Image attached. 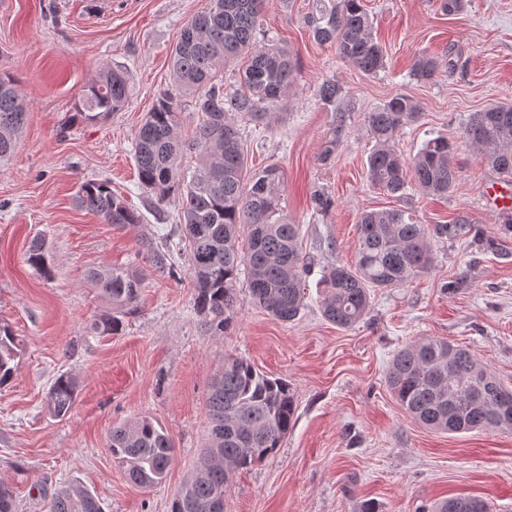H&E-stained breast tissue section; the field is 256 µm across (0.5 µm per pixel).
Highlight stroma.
<instances>
[{"label":"stroma","instance_id":"obj_1","mask_svg":"<svg viewBox=\"0 0 512 512\" xmlns=\"http://www.w3.org/2000/svg\"><path fill=\"white\" fill-rule=\"evenodd\" d=\"M206 0H0V70L14 74L29 116L11 159L0 167V325L20 348L10 382L0 386V478L15 512H47L55 493L78 483L104 512H170L200 460L210 384L225 355L248 358L288 382L295 421L277 452L236 471L225 512H419L457 494L512 512V434H437L409 418L385 374L393 355L421 338L466 346L512 386V223L483 189L499 176L461 140L471 113L512 103V0H463L445 14L441 0H363L386 66L368 75L314 40L307 25L317 0H274L262 39L288 45L297 63L287 99L267 123L239 120L247 167L284 171L282 206L301 227L314 263L304 307L283 322L255 306L238 281L237 322L223 336L203 329L193 308L188 265L178 252L174 206L151 207L134 159V136L156 95L172 85L169 56L184 24ZM423 54L455 64L452 76L413 75ZM103 64L121 66L128 98L121 111L85 121L75 105ZM326 80L341 88L337 109L320 101ZM396 94L419 117L397 138L415 155L433 137L455 146L458 170L448 196L408 184L400 196L366 176L373 149L365 116ZM106 180L138 224H107L75 203L81 182ZM321 191L327 209H315ZM403 209L428 226L459 224V238L433 237L429 274L402 288L372 289L366 318L350 329L328 322L318 281L324 266L352 262L362 212ZM45 239L53 274L26 262ZM167 241L176 276L159 269L142 242ZM136 271V309L119 333L94 334L105 308L90 269ZM78 383L72 411L57 419L46 393L60 375ZM147 416L171 436L165 481L131 483L108 448L114 426Z\"/></svg>","mask_w":512,"mask_h":512}]
</instances>
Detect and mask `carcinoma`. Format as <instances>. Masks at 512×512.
Returning a JSON list of instances; mask_svg holds the SVG:
<instances>
[{
    "instance_id": "obj_1",
    "label": "carcinoma",
    "mask_w": 512,
    "mask_h": 512,
    "mask_svg": "<svg viewBox=\"0 0 512 512\" xmlns=\"http://www.w3.org/2000/svg\"><path fill=\"white\" fill-rule=\"evenodd\" d=\"M272 0H211L181 29L171 51L174 88L159 92L135 135L138 180L153 204L177 206L179 231L187 242L194 309L206 332L222 336L237 317L235 284L247 275L253 301L282 322L294 320L303 307V274L310 260L299 249L300 225L283 214L282 169L267 165L248 171L242 133L236 118L260 123L288 97L296 71L292 52L276 43L255 42L263 12ZM307 23L320 43L335 47L340 59L365 74L385 68L386 54L372 33V20L362 0H320ZM250 51L238 72V87L224 89L226 64ZM414 75L431 80L440 72L436 58L416 60ZM128 85L125 73L100 66L83 90L76 110L89 122L123 109ZM191 98L199 116L191 149L198 167L185 180L180 158L185 143L179 135L180 98ZM320 101L336 106L341 88L330 80L318 88ZM28 104L11 73H0V164L16 150L27 119ZM418 116L414 101L396 94L367 113L365 122L375 140L367 159L371 185L391 196L409 181L425 193L448 195L458 179L454 145L444 136L424 142L406 159L396 148L400 130ZM462 138L479 151L487 166L512 177V105L494 104L474 112ZM76 203L96 212L108 224H139L141 217L112 193L106 182H84ZM358 246L350 264L327 267L318 282L323 317L344 329L368 314L373 288H400L430 272L432 253L427 225L402 209L367 211L357 227ZM249 248L238 249L241 234ZM143 247L160 269L174 270L173 254L152 239ZM26 262L51 276L43 240L29 246ZM88 280L99 290L107 309L90 330L112 335L122 325L142 285L125 268H97ZM18 344L11 330L0 326V386L13 376ZM393 398L408 417L438 433L497 431L512 433V387L504 385L471 352L446 340L426 338L409 343L393 356L386 373ZM76 381L59 376L46 395L48 411L66 416L74 403ZM296 411L288 384L272 378L242 356H227L208 397L207 444L195 472L175 495L171 512H212L226 501L233 474L276 452L291 430ZM108 447L140 487H153L167 476L173 442L154 420L142 417L112 429ZM48 512H103L87 488L70 484L52 497ZM422 512H490L475 496H454Z\"/></svg>"
}]
</instances>
